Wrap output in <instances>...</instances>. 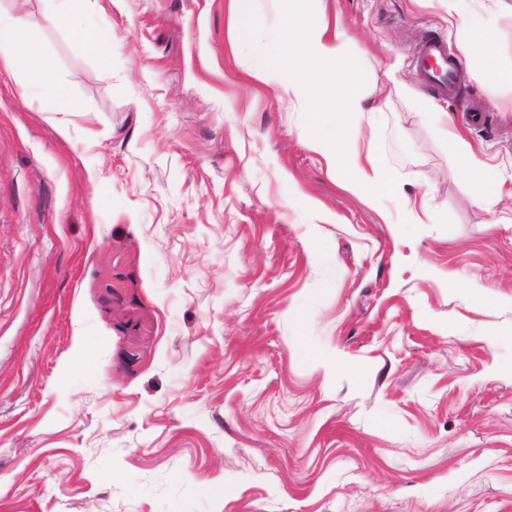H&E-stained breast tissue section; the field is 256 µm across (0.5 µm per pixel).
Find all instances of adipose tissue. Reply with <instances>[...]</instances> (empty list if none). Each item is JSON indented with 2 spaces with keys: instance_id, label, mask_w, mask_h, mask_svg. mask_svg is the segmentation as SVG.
Here are the masks:
<instances>
[{
  "instance_id": "1",
  "label": "adipose tissue",
  "mask_w": 512,
  "mask_h": 512,
  "mask_svg": "<svg viewBox=\"0 0 512 512\" xmlns=\"http://www.w3.org/2000/svg\"><path fill=\"white\" fill-rule=\"evenodd\" d=\"M43 2L35 20L0 10V72L24 77V99H32L40 88L47 87L59 111L69 112L73 109L69 89L50 70L41 67L42 50L33 37L34 29H65L97 56L111 54L117 37L103 0H92L90 13L80 17L70 9L72 0ZM260 2L228 0L232 34L242 46H249L260 36ZM313 2L273 0L281 26L262 50L250 55L246 72L259 80L277 79L283 95L306 98L315 116L333 115L339 128L350 135H360L368 120L363 102L370 89L360 75L341 71L342 34L315 15ZM448 11L469 34L465 51L474 70L512 87V70L498 68L494 34L485 19L471 13L469 0H448ZM306 144L324 154L336 174L351 175L353 191L376 200L398 193L399 186L385 168L379 149L359 153L355 147L326 138L314 125L307 132Z\"/></svg>"
}]
</instances>
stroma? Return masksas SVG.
Listing matches in <instances>:
<instances>
[{
	"label": "stroma",
	"mask_w": 512,
	"mask_h": 512,
	"mask_svg": "<svg viewBox=\"0 0 512 512\" xmlns=\"http://www.w3.org/2000/svg\"><path fill=\"white\" fill-rule=\"evenodd\" d=\"M314 7L399 196L308 148L226 0H110L106 58L38 31L74 111L0 82V512H512V89L424 83L448 0ZM470 7L512 69V0ZM448 138V151L453 154L468 174H479L483 178V186L479 195L485 191V184L492 178L485 163L470 149L468 144L456 133L444 130Z\"/></svg>",
	"instance_id": "35a3bbf8"
}]
</instances>
